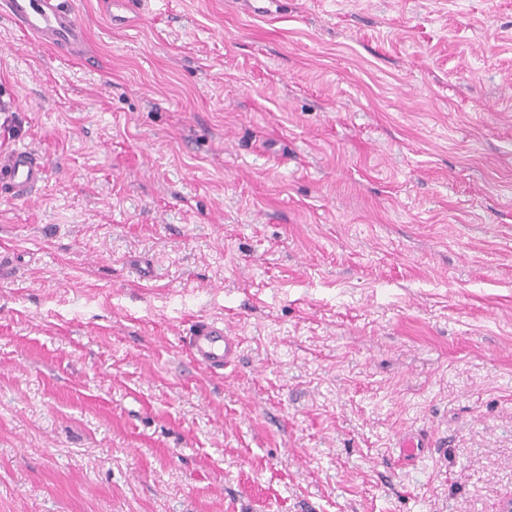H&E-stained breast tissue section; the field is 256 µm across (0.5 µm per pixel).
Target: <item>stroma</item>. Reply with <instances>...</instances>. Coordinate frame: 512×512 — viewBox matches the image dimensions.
Here are the masks:
<instances>
[{"mask_svg": "<svg viewBox=\"0 0 512 512\" xmlns=\"http://www.w3.org/2000/svg\"><path fill=\"white\" fill-rule=\"evenodd\" d=\"M72 7L0 20V512H499L512 0ZM0 17L48 47L75 55L85 33L69 0H1ZM154 3L153 0H111L112 5V13H111V21L114 26H126L129 22V17H127L125 12H136L137 11H149L151 5ZM119 7L121 10L120 13H116L114 9ZM46 167L29 149H15L0 161V186L11 197L25 198L45 180ZM187 346L193 363L210 373H219L235 363L241 352L240 339L224 335V322L208 317L193 325Z\"/></svg>", "mask_w": 512, "mask_h": 512, "instance_id": "1", "label": "stroma"}]
</instances>
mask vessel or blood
I'll list each match as a JSON object with an SVG mask.
<instances>
[{
  "label": "vessel or blood",
  "mask_w": 512,
  "mask_h": 512,
  "mask_svg": "<svg viewBox=\"0 0 512 512\" xmlns=\"http://www.w3.org/2000/svg\"><path fill=\"white\" fill-rule=\"evenodd\" d=\"M152 3L153 0H112L116 11L111 21L118 27L127 25L129 13L148 11ZM0 18L19 32L36 36L48 47L69 55L76 54L85 37L69 0H0ZM45 171L34 151L12 150L0 158V188L12 197H27L44 182ZM187 346L193 363L211 373L235 363L241 352L240 339L225 334L223 321L208 317L194 324Z\"/></svg>",
  "instance_id": "1"
}]
</instances>
